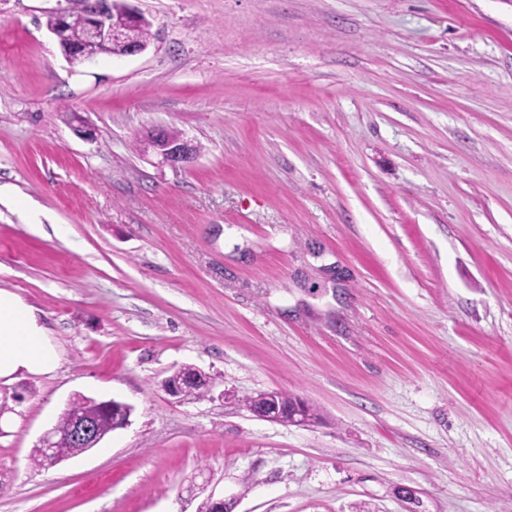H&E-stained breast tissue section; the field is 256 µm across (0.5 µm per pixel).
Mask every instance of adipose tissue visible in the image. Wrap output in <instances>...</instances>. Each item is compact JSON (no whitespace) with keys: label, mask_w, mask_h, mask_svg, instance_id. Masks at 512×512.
<instances>
[{"label":"adipose tissue","mask_w":512,"mask_h":512,"mask_svg":"<svg viewBox=\"0 0 512 512\" xmlns=\"http://www.w3.org/2000/svg\"><path fill=\"white\" fill-rule=\"evenodd\" d=\"M59 365L56 346L35 310L15 293L0 289V381L46 375Z\"/></svg>","instance_id":"obj_1"}]
</instances>
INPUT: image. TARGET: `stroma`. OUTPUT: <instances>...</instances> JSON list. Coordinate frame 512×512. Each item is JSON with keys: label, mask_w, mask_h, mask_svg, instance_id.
<instances>
[{"label": "stroma", "mask_w": 512, "mask_h": 512, "mask_svg": "<svg viewBox=\"0 0 512 512\" xmlns=\"http://www.w3.org/2000/svg\"><path fill=\"white\" fill-rule=\"evenodd\" d=\"M126 2L147 50L73 66L71 0H0V289L60 353L0 384V512H512V0ZM77 394L129 425L35 467ZM147 148H152L162 157L163 162L170 166L187 165L193 163L196 155L193 144L183 138L164 141V135L160 132L146 139Z\"/></svg>", "instance_id": "35a3bbf8"}]
</instances>
